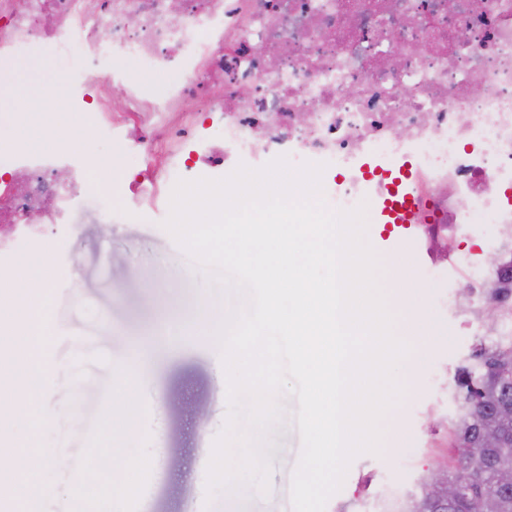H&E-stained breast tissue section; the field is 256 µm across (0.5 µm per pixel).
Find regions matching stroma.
Here are the masks:
<instances>
[{
    "mask_svg": "<svg viewBox=\"0 0 512 512\" xmlns=\"http://www.w3.org/2000/svg\"><path fill=\"white\" fill-rule=\"evenodd\" d=\"M7 68L12 79L0 88V148L19 124L32 146L63 141L86 154L103 176L82 197L69 223L49 227L46 240L25 245L18 259L0 261V274L6 276L16 270L37 273L46 250L58 260L48 353L75 385L65 409L41 432V445L64 446L75 460H82L84 439L105 412L114 375L134 348L149 347L154 355L134 378L147 390L154 409L143 416L141 431L118 445L126 456L146 449L156 463L157 472L142 494V512H198L205 498L211 512H293L291 481L302 451L296 398L286 394L281 399L283 423L272 435L268 492L248 485L232 497L221 491L207 495L201 452L212 447L228 413L226 388L217 380L221 353L202 347L178 313L166 315L160 308L161 299L177 303L189 294L228 312L245 304V297L212 283L209 275L191 277L190 255L164 227L168 212L128 214L116 178L131 171L135 157L94 141L70 110L26 112L28 98L56 90L70 97L75 68L70 55L20 57ZM366 239L379 265L402 263L403 280L421 300L424 319L414 329L425 363L412 377L406 368H398V379L408 385L381 421L380 453H362L352 460L325 512L377 510L384 499L400 500L417 492L428 469L450 465L455 373L480 340L465 331L454 311L434 305L438 288L413 278V258H400L383 240L379 225L367 226Z\"/></svg>",
    "mask_w": 512,
    "mask_h": 512,
    "instance_id": "stroma-1",
    "label": "stroma"
}]
</instances>
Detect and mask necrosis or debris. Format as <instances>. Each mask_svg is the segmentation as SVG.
I'll return each instance as SVG.
<instances>
[{"mask_svg":"<svg viewBox=\"0 0 512 512\" xmlns=\"http://www.w3.org/2000/svg\"><path fill=\"white\" fill-rule=\"evenodd\" d=\"M57 52L77 61L93 139L143 155L133 211L169 207L178 181L283 156L294 170L325 164L326 205L366 206L372 222L390 194L382 172L405 168L398 247L443 288L437 305L460 279L512 287V0H0V61ZM141 69L170 74L163 94ZM96 184L52 146L0 154V250L68 223ZM487 219L499 264L451 251Z\"/></svg>","mask_w":512,"mask_h":512,"instance_id":"1","label":"necrosis or debris"}]
</instances>
